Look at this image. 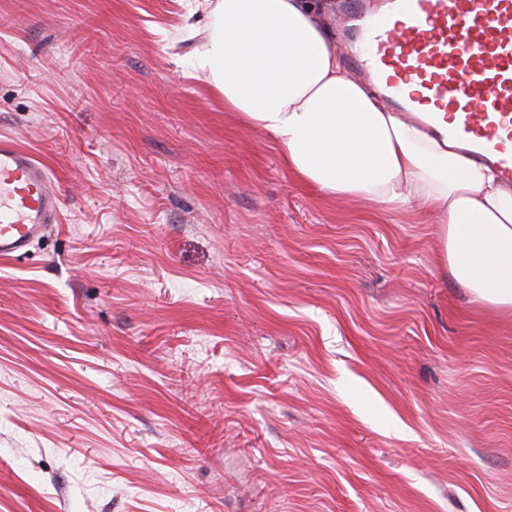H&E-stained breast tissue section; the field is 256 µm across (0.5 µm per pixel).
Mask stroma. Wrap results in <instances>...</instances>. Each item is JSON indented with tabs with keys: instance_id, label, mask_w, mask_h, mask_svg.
I'll list each match as a JSON object with an SVG mask.
<instances>
[{
	"instance_id": "stroma-1",
	"label": "stroma",
	"mask_w": 512,
	"mask_h": 512,
	"mask_svg": "<svg viewBox=\"0 0 512 512\" xmlns=\"http://www.w3.org/2000/svg\"><path fill=\"white\" fill-rule=\"evenodd\" d=\"M187 0H0V512H512V314L225 112ZM61 196L49 171L12 139H0V255L16 258L57 224Z\"/></svg>"
}]
</instances>
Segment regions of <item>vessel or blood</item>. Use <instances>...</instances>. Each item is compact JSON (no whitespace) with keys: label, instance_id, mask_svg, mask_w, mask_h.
Segmentation results:
<instances>
[{"label":"vessel or blood","instance_id":"1","mask_svg":"<svg viewBox=\"0 0 512 512\" xmlns=\"http://www.w3.org/2000/svg\"><path fill=\"white\" fill-rule=\"evenodd\" d=\"M384 13L351 0L356 77L412 117L455 139L512 182V0H384ZM402 16L397 28L387 18ZM49 171L0 139V255L16 258L58 220Z\"/></svg>","mask_w":512,"mask_h":512}]
</instances>
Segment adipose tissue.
Returning <instances> with one entry per match:
<instances>
[{
  "mask_svg": "<svg viewBox=\"0 0 512 512\" xmlns=\"http://www.w3.org/2000/svg\"><path fill=\"white\" fill-rule=\"evenodd\" d=\"M193 57L225 111L278 144L289 170L332 198L423 207L440 266L470 298L512 312V187L385 108L346 71L311 0H205Z\"/></svg>",
  "mask_w": 512,
  "mask_h": 512,
  "instance_id": "adipose-tissue-1",
  "label": "adipose tissue"
}]
</instances>
